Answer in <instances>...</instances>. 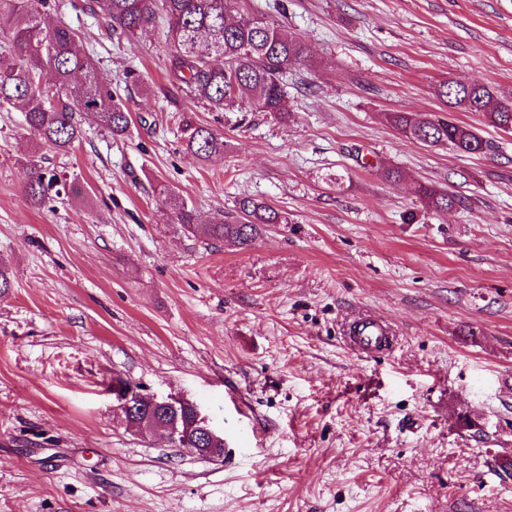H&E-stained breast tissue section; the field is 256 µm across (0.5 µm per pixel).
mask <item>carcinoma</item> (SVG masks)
Wrapping results in <instances>:
<instances>
[{
	"label": "carcinoma",
	"mask_w": 512,
	"mask_h": 512,
	"mask_svg": "<svg viewBox=\"0 0 512 512\" xmlns=\"http://www.w3.org/2000/svg\"><path fill=\"white\" fill-rule=\"evenodd\" d=\"M48 0H0V15L12 19L5 49L0 52V108L19 107L30 132L48 150L67 153L80 142L84 124L93 122L112 137L127 136L131 115L98 77L93 58L76 33L65 24L45 25L41 8ZM231 0H161L172 43L169 75L184 83L189 96L215 109L246 108L282 115L288 112L283 77L290 66L306 65L307 43L283 26L257 17L231 15ZM82 9L105 20L118 38L149 34L156 22L155 0H85ZM438 95L447 106L462 112H481L488 122L512 131V100L499 99L484 84L451 87L443 82ZM387 121L404 137L431 146H450L465 153H484L490 144L472 129L411 112H388ZM186 149L207 162L224 153V134L206 126H187ZM26 200L39 208L51 192L60 195L66 182L32 155L27 160ZM169 207L171 223L205 236L208 245H252L267 224H286L273 206L244 196L232 213L207 223L174 191L157 189ZM416 194L434 212L461 204L454 194L421 184ZM165 417L177 421L183 435L197 431L190 407L172 414L143 410L138 419Z\"/></svg>",
	"instance_id": "obj_1"
}]
</instances>
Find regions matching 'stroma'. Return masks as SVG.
Returning <instances> with one entry per match:
<instances>
[{"label": "stroma", "instance_id": "1", "mask_svg": "<svg viewBox=\"0 0 512 512\" xmlns=\"http://www.w3.org/2000/svg\"><path fill=\"white\" fill-rule=\"evenodd\" d=\"M77 2L48 0L47 19L132 123L44 151L70 192L37 209L35 141L0 109V512H512V132L437 96L453 79L512 97V0H234L311 48L285 119L191 99L168 79L164 22L119 40ZM396 111L492 148L406 139ZM189 123L223 132V155L184 151ZM418 182L461 206L425 211ZM159 183L203 221L242 196L288 221L213 248L171 223ZM360 313L396 329L393 351L345 346ZM118 380L196 401L229 452L139 436Z\"/></svg>", "mask_w": 512, "mask_h": 512}]
</instances>
